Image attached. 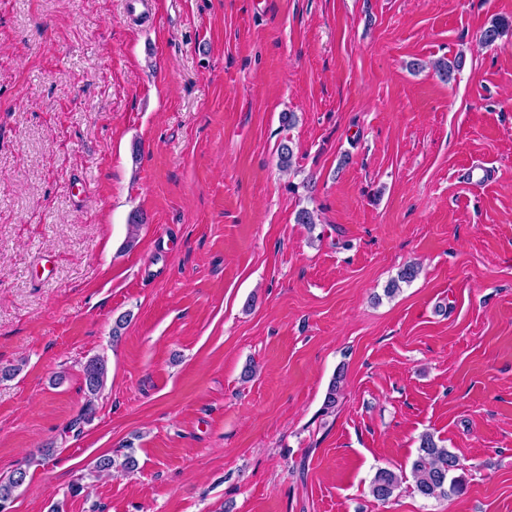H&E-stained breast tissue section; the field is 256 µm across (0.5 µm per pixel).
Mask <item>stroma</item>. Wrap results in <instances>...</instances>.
Segmentation results:
<instances>
[{
  "mask_svg": "<svg viewBox=\"0 0 512 512\" xmlns=\"http://www.w3.org/2000/svg\"><path fill=\"white\" fill-rule=\"evenodd\" d=\"M497 17L512 0H0L12 512H512V31L478 41ZM425 433L465 493L376 501ZM82 373L87 400L69 427L70 430H75L76 434L81 433V424L90 422L96 414L95 400L105 387L107 379L104 360L100 357L89 359L83 366ZM403 476L387 468L378 469L370 484L372 497L380 502H386L393 497L403 482Z\"/></svg>",
  "mask_w": 512,
  "mask_h": 512,
  "instance_id": "obj_1",
  "label": "stroma"
}]
</instances>
